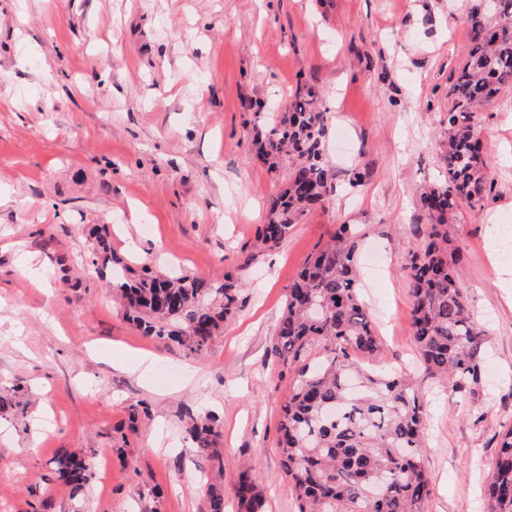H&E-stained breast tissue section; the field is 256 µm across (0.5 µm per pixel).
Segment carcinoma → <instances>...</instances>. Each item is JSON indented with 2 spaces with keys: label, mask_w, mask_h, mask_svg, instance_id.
Here are the masks:
<instances>
[{
  "label": "carcinoma",
  "mask_w": 512,
  "mask_h": 512,
  "mask_svg": "<svg viewBox=\"0 0 512 512\" xmlns=\"http://www.w3.org/2000/svg\"><path fill=\"white\" fill-rule=\"evenodd\" d=\"M468 0L471 48L453 74L443 180L420 192L421 207L433 220L427 238L409 253L413 336L424 370L453 389L482 380L490 356L485 330L471 312L457 258L448 252V223L490 191L477 148V110L512 88V0ZM319 90L296 86L289 111L273 114L257 134L258 157L278 172L290 165L282 190L269 201L258 239L280 245L293 225L324 207L335 192L325 156L327 113ZM364 233L341 224L316 246L288 288L283 315L269 354L282 372L295 375L282 401L279 452L299 512H424L430 479L421 464V397L407 375L366 369L348 360L347 349L368 356L380 338L362 295L356 256ZM91 263L112 264L107 235L96 233ZM238 278L219 283L191 274L166 277L142 268L138 279L115 290L128 318L143 335L203 351L238 305ZM322 341L334 355L313 372L301 363L309 345ZM214 416L188 414L185 432L194 455L221 463ZM58 479L76 496L88 483V465L64 450L51 461ZM239 512H260L263 494L246 474L235 482ZM486 512H512V427L502 437L486 486Z\"/></svg>",
  "instance_id": "carcinoma-1"
}]
</instances>
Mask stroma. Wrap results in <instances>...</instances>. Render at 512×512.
Segmentation results:
<instances>
[{
  "instance_id": "stroma-1",
  "label": "stroma",
  "mask_w": 512,
  "mask_h": 512,
  "mask_svg": "<svg viewBox=\"0 0 512 512\" xmlns=\"http://www.w3.org/2000/svg\"><path fill=\"white\" fill-rule=\"evenodd\" d=\"M467 0H0V512H208L206 484L237 512L239 474L262 512H298L276 445L293 380L268 355L287 291L337 225L381 268L363 298L373 368L410 374L423 401L424 512H483L481 488L512 426V304L484 243L512 215V90L477 117L493 181L448 227L493 376L448 389L416 367L405 266L430 224L420 191L442 179L449 78L470 50ZM321 91L336 193L259 247L282 184L257 156L266 113L298 83ZM365 176L349 186L352 172ZM107 226L129 268L207 279L236 272L238 307L205 350L144 336L93 265ZM150 357L147 370L115 356ZM218 414L222 464L200 463L188 412ZM90 463L71 496L50 461Z\"/></svg>"
}]
</instances>
